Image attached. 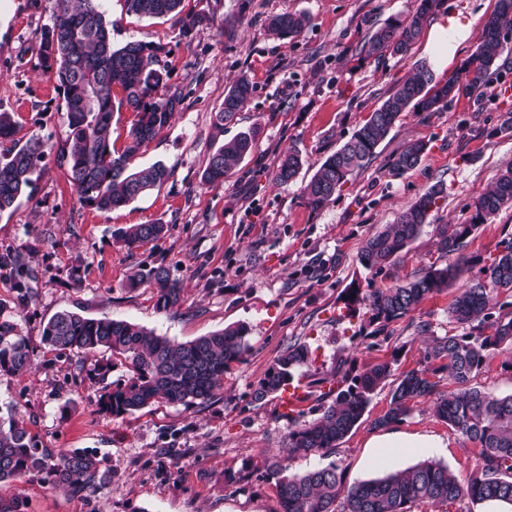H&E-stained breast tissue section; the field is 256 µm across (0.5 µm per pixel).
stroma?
Returning <instances> with one entry per match:
<instances>
[{
	"label": "stroma",
	"mask_w": 512,
	"mask_h": 512,
	"mask_svg": "<svg viewBox=\"0 0 512 512\" xmlns=\"http://www.w3.org/2000/svg\"><path fill=\"white\" fill-rule=\"evenodd\" d=\"M184 8L206 14L209 24L186 35L174 18H140L127 13L124 0H102L113 44L161 45L168 84L184 96L170 125L131 161L137 168L162 162L170 178L104 213L80 204L67 179L60 156L68 137L63 93L37 66L36 36L51 24L57 0H0V111L12 113L20 138L38 135L54 146L32 193L0 212V253L20 255L35 274L33 298L18 319L34 364L21 375L0 374V402L17 407L44 447L94 450L111 476L81 493L53 488L41 475L0 486L24 496L28 512H282L263 460L283 448L288 420L276 397L258 400L254 391L288 346L310 349L308 366L296 376L311 394L302 406L311 419L320 393L315 381L335 365L351 361L362 370L388 360L398 375L425 365L432 338L466 332L449 314L456 286L383 329L371 322L362 297L444 265L434 225L470 223L473 199L512 164V134L499 129L512 114V40L493 77L496 97L459 96L431 115L403 113L368 167L314 210L302 189L318 163L350 139L412 63L428 60L422 40L405 60L358 56L367 22L406 17L414 0H184ZM289 12L310 15L302 33H269V19ZM225 28L231 36H222ZM244 75L253 94L220 136L228 141L252 129L255 145L223 184L212 186L202 179L219 136L212 117ZM411 141L427 143L425 157L416 169L394 174L392 160ZM293 145L306 163L295 181L275 185L278 157ZM436 183L445 199L429 225L391 262L365 268L359 261L365 241ZM151 222L166 224L167 232L145 246L130 250L113 238L120 227ZM509 238L512 207L480 224L463 254L481 269ZM141 264L165 266L182 282L180 305L161 309L153 288L131 287ZM62 310L126 320L177 342L242 324L249 349L225 371L209 402L186 407L160 400L116 418L99 411L97 401L106 382L128 370L108 350L85 355L46 346L42 328ZM421 320L430 323L429 334H417ZM106 364V379L97 378L96 366ZM472 384L512 395V350L496 354ZM393 388L389 380L375 390L360 423L340 442L334 458L345 484L424 459L448 465L461 482L475 478V445L427 403L415 404L393 430L430 437L435 447H371L381 434L373 422L388 410ZM240 471L248 481H227Z\"/></svg>",
	"instance_id": "1"
}]
</instances>
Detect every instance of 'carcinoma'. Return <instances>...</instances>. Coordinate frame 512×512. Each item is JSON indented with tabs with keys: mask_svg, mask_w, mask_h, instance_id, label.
Segmentation results:
<instances>
[{
	"mask_svg": "<svg viewBox=\"0 0 512 512\" xmlns=\"http://www.w3.org/2000/svg\"><path fill=\"white\" fill-rule=\"evenodd\" d=\"M125 4L127 12L139 17H174L186 32L209 21L203 13L184 12L183 0H125ZM440 6L441 0H415L412 14L405 19L382 26L369 24L360 44L361 57L379 59L387 53L407 56ZM308 24L309 17L304 13H285L271 18L268 29L289 37L299 35ZM504 30H512V0H497L496 9L482 25L475 50L461 65L457 77L440 86L426 64H413L354 135L320 162L304 187L308 205L314 210L321 208L354 172L367 167L402 112L409 108L438 112L451 95H470L487 88L505 51ZM162 51V47L142 40L114 47L102 0H59L52 24L39 32L38 66L55 76L64 91L69 134L62 159L81 204L109 212L169 179L170 171L160 162L139 170L130 167L142 145L170 125L183 100L177 89L158 94L169 77L166 67L160 65ZM116 89L121 92L119 106L136 116L120 152L112 145ZM251 91L245 76L227 90L222 107L214 115L218 132H224V125L234 120ZM16 135L13 115L0 112V141L13 143L0 153V212L10 209L33 187L42 163L53 150V145L39 136L22 141ZM253 144V133L242 132L220 145L209 154L202 179L213 185L224 183V177L251 154ZM427 149L422 141L407 143L393 159L392 170L401 175L415 169ZM304 164L298 150L283 152L273 174L274 183L294 181ZM443 198V185H432L399 215L396 223L385 225L365 242L360 262L367 268L390 262L420 234L430 212ZM472 207L471 223L435 226L439 250L448 257L444 266H432L414 280L370 290L366 300L372 320L387 324L415 311L430 295L469 271V261L462 254L465 240L477 224L512 207V165L475 197ZM165 232L166 225L158 222L130 224L119 228L114 237L135 248ZM2 277L11 282L16 305L31 297L32 275L17 255L0 254ZM131 283L154 287L164 308L182 300L179 282L161 265L138 268ZM501 292H512V239L502 241L501 251L482 276L459 289L450 307L451 317L469 326V332L435 339L430 358L440 361V365L400 375L388 411L373 421L376 428L387 427L407 417L414 404L432 402L440 419L478 446V476L463 484L447 465L424 460L347 486L334 460L303 474L288 475L278 462L269 466V475L277 478L283 512H412V507L422 502L435 505L438 512H457V504L465 497L473 503L492 501L512 506V395L497 397L470 386L500 350L512 349V318L488 323L491 302ZM489 328L493 329L490 334ZM246 334L245 326L230 324L179 343L129 321L88 318L64 310L45 323L42 341L59 351L91 353L105 349L121 357L129 377L99 396L101 409L120 418L159 400L185 406L211 400L224 384V372L248 351ZM31 355L14 314L0 303V374L25 372L31 365ZM309 358L306 346H289L259 381L255 399L281 393ZM444 370L456 389H440L436 376ZM391 376V362L386 361L355 374L341 364L331 376L320 379L336 387L322 394L320 416L310 420L301 412L288 416V455L335 453L339 442L363 417L371 395ZM29 474H43L51 484L75 493L109 481L96 454L84 448L54 452L40 447L24 423L16 419L14 406L0 405V484ZM340 499L343 507L338 511L336 502ZM0 512H28V505L19 494H0Z\"/></svg>",
	"mask_w": 512,
	"mask_h": 512,
	"instance_id": "carcinoma-1",
	"label": "carcinoma"
}]
</instances>
